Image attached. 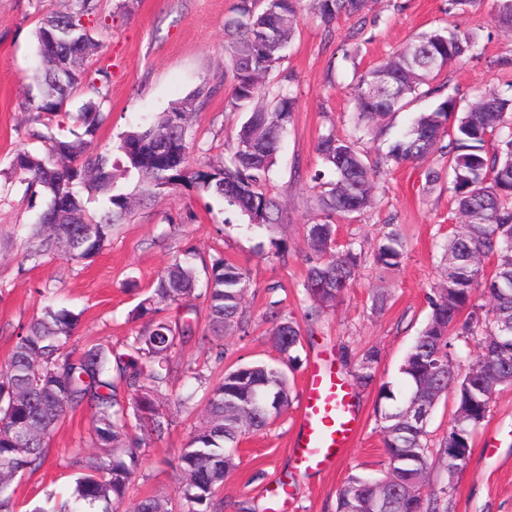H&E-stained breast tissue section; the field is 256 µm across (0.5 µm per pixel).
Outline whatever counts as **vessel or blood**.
I'll return each mask as SVG.
<instances>
[{
	"instance_id": "obj_1",
	"label": "vessel or blood",
	"mask_w": 512,
	"mask_h": 512,
	"mask_svg": "<svg viewBox=\"0 0 512 512\" xmlns=\"http://www.w3.org/2000/svg\"><path fill=\"white\" fill-rule=\"evenodd\" d=\"M299 435L293 444L295 465L319 471L347 448L358 430L354 396L333 366L313 364L303 387Z\"/></svg>"
}]
</instances>
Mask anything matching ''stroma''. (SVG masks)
<instances>
[{"label": "stroma", "instance_id": "stroma-1", "mask_svg": "<svg viewBox=\"0 0 512 512\" xmlns=\"http://www.w3.org/2000/svg\"><path fill=\"white\" fill-rule=\"evenodd\" d=\"M237 2L100 0L108 23L93 33L97 48L88 65L107 69L110 81L95 149H114L131 126L155 119L204 79L220 76L224 20ZM64 6V0H0V364L7 360L20 327L48 304L77 315L71 347L102 344L124 351L128 337L144 325L135 316L137 305L177 251L192 248L206 259L223 256L250 277L244 301L249 333L228 330L219 360L200 341L208 328L203 299H196L189 312L174 304L163 308L170 321L191 322L197 336L172 363L162 402L172 416L171 429L163 440L146 438L135 481L119 512H133L148 496L171 499L173 507H180V474L173 462L200 425L203 410L199 402L186 408L177 405L186 390L185 371L192 368L215 381L228 369L277 361L267 340L273 301L301 329L300 360L288 373L292 403L266 429L242 437L237 466L225 477L217 497L224 502V512H268L277 484L285 480L291 498L284 512H335L338 493L350 476H378L385 468L377 414L379 386L398 383L403 359L430 317L429 298L441 278L440 244L454 232L456 219L446 186L427 189L425 164L407 162L382 171L373 208L355 218L335 220L337 245H353L362 254L356 279L334 307L319 319H308L312 303L304 290L305 227L324 219L312 181L324 168L317 141L330 131L346 138L355 135L350 86L354 72L369 70L414 33L449 21L462 31L477 33L479 43L473 54L443 72L448 90L465 96L491 88L512 95V69L494 65L496 59L512 58V32L493 23L494 0H482L470 13L455 17L448 14V0H372L366 41L349 61L344 51L353 20L340 18L328 41L316 22L302 17L281 73L267 78L273 85L281 75H292L298 98L267 184L284 209V224L271 231L248 229L247 216L186 187L137 210L91 259L51 254L33 261L27 257L29 226L47 199L25 194L10 164L18 152L43 149L42 142L32 138L33 126L18 102L30 93L29 76L39 61L37 22ZM225 105L220 92L194 115V163L228 158L236 122ZM391 224L398 225L407 248L400 266L383 269L374 264L373 251ZM372 347L380 351L375 383L354 390L359 414L354 440L325 469L298 470L291 449L309 365L325 353L349 377ZM91 437L90 410L69 413L50 438L43 467L17 476V512H33L50 495L68 496L79 473L70 451L91 448ZM425 490L447 491L448 512H512V386L494 396L487 419L474 434L466 467L451 474L442 465H433Z\"/></svg>", "mask_w": 512, "mask_h": 512}]
</instances>
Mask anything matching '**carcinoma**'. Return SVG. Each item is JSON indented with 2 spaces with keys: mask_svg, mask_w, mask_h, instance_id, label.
Instances as JSON below:
<instances>
[{
  "mask_svg": "<svg viewBox=\"0 0 512 512\" xmlns=\"http://www.w3.org/2000/svg\"><path fill=\"white\" fill-rule=\"evenodd\" d=\"M300 0H239L224 20V80L204 84L173 104L156 122L138 124L120 137L123 163L112 161L109 150L91 151L103 122L102 88L109 74L99 78L87 71L86 58L71 43L93 42L91 32L106 23L99 0H68L65 9L43 15L36 30L40 63L31 79L40 88L36 98L21 103L23 111L44 130L35 137L46 143L44 154L20 152L11 166L27 193H43L63 208L46 209L30 233L29 256L38 258L62 251L72 258H90L103 248L117 224H123L147 201L192 186L216 196L249 218L250 226L270 228L283 221L278 202L266 191L269 173L283 135L291 123L297 98L279 86L271 92L262 78L281 67L298 22ZM311 9L324 35L334 33L341 16L357 19L351 39L364 31L370 0H312ZM493 20L512 31V0H496ZM477 36L455 24L415 34L406 45L360 76L352 87L353 111L361 136L380 130L375 120L408 111L423 97L443 95L434 108L417 113L412 124L389 145L382 159L370 161L358 146L328 131L319 138L317 153L335 179L316 173L318 201L327 217L362 214L374 204V180L383 164L428 161L437 151L447 157L448 170L429 167L426 184L448 179L461 227L443 246L444 284L429 297L431 315L400 366L405 389L396 393L384 383L379 406L386 468L380 477H353L340 490L336 512H442L438 496L424 498L410 488L425 485L432 464L427 423L408 416L414 403L431 413L441 399L452 397L454 413L439 442V459L461 471L470 455L474 432L488 416L492 393L512 386V96L489 90L461 105L458 93L444 94L438 82L452 63L475 50ZM91 94L75 115L60 107L81 86ZM229 86L226 106L242 116L231 155L221 164L192 166L195 149L193 114L209 97ZM461 116H456V113ZM83 128L60 134L66 118ZM448 138V144L440 141ZM137 143L134 153L127 151ZM137 177L133 190L117 186V175ZM99 196L104 206L86 207L82 193ZM309 252L305 290L316 303L317 315L335 304L355 279L361 254L350 246L337 252L336 225L325 221L305 225ZM405 240L393 229L374 251L385 268L401 263ZM495 261L491 275L482 260ZM196 252L187 248L173 256L156 278L151 294L137 308L147 318L142 332L126 343L127 352L94 344L81 352L67 350L77 316L65 309L44 308L41 316L21 327L7 360L0 365V512H14L15 473L36 472L47 457L50 437L67 413L85 406L92 413L94 444L110 449L106 458L86 454L83 473L75 479L69 499L33 512H114L134 481L141 444L130 436L133 423L150 420L154 439L162 440L171 420L156 407L169 384L172 361L194 335L191 323L158 317L162 303L188 309L204 298L209 311L208 343L216 358L224 356V330L247 333L241 318L244 294L250 288L246 271L218 257L195 264ZM270 303L274 326L269 341L279 362L240 366L212 383L193 371L188 378L205 393L206 419L190 445L182 449L174 468L184 477L181 499L185 512H223L216 495L224 477L235 467L240 439L268 426L273 415L288 408L291 395L285 369L301 346L299 325ZM473 339L482 365L476 372L453 358L452 337ZM379 350L366 351L356 378L364 386L374 380ZM130 398L122 400L115 381ZM135 512H172L168 501L146 497Z\"/></svg>",
  "mask_w": 512,
  "mask_h": 512,
  "instance_id": "obj_1",
  "label": "carcinoma"
}]
</instances>
